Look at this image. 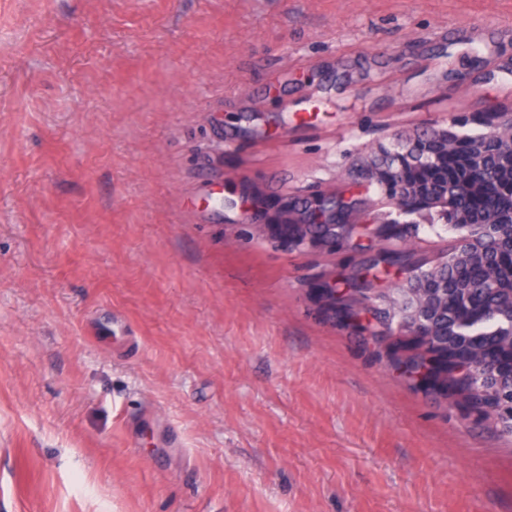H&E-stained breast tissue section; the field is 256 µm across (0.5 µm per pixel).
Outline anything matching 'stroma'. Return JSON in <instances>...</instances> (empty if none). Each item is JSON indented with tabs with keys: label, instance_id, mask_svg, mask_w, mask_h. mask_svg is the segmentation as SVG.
Segmentation results:
<instances>
[{
	"label": "stroma",
	"instance_id": "35a3bbf8",
	"mask_svg": "<svg viewBox=\"0 0 512 512\" xmlns=\"http://www.w3.org/2000/svg\"><path fill=\"white\" fill-rule=\"evenodd\" d=\"M512 105V0H0V512H512V442L377 359L251 192Z\"/></svg>",
	"mask_w": 512,
	"mask_h": 512
}]
</instances>
